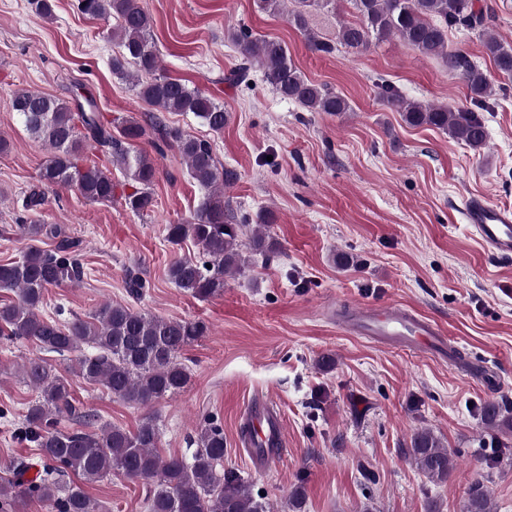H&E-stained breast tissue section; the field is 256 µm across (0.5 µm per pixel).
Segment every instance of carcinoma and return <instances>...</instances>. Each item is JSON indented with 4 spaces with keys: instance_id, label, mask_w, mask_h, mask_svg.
I'll use <instances>...</instances> for the list:
<instances>
[{
    "instance_id": "carcinoma-1",
    "label": "carcinoma",
    "mask_w": 512,
    "mask_h": 512,
    "mask_svg": "<svg viewBox=\"0 0 512 512\" xmlns=\"http://www.w3.org/2000/svg\"><path fill=\"white\" fill-rule=\"evenodd\" d=\"M339 2L259 0V8L280 14L288 7V23L314 52L330 55L343 48L358 54L397 38L426 57L442 59L448 74L465 82L470 106L407 101L387 84L381 85L380 96L401 113L407 125L437 129L475 152L484 149L487 132L478 111L490 107L500 87L466 54L450 47L448 30L461 27L475 32L486 56L508 79L512 78V43L484 26L485 12L476 0H348L356 20L339 23L336 40L331 41L311 27L310 19L316 12L336 13ZM77 8L92 18L115 19L112 40L120 51L112 57V72L133 79L138 99L152 112L157 149L176 151L189 176L208 190L193 214L165 227V239L171 246L190 240L199 248L198 255L171 262L169 280L199 300L224 293L226 278L243 273L251 256H269L278 245L267 234L269 224L262 215L250 235L249 255L243 254L239 245L242 227L224 204V188L237 180V173L217 164L211 141L187 135L163 117L165 112H191L219 134L227 121L224 106L180 79L158 74V54L150 34L152 19L143 0H77ZM231 38L241 63L226 77L229 83L248 82L256 67L273 91L308 112L340 114L350 110L343 96L307 79L280 41L257 38L247 27L238 28ZM11 108L27 131L50 150L38 170L40 185L74 187L91 203L112 202L118 196L112 173L88 155L96 144L126 177L130 191L118 196L124 206L137 215L156 206L152 186L159 166L148 154L133 150V142L146 134L138 120L124 119L114 127L91 99L84 105H72L32 90L14 92ZM45 202L39 189L24 197L16 227L28 244L19 260L0 263V289L14 294V299L0 302V335L29 340L39 350L62 357L81 352L69 369L127 403L148 408L160 399L180 395L190 382L181 353L208 334L204 321L165 319L112 301L100 303L85 317L63 320L60 309L54 317L42 314L49 289L78 284L86 276L77 253L78 240L64 235L57 224L31 219ZM46 239L55 246L40 247ZM124 284L133 298L150 287L138 267L126 270ZM21 372L36 397L28 406L19 434L35 444L43 465L32 479L26 478L29 466L13 467L14 478L0 484V512H21L30 497L39 498L51 512H100L83 485L112 473L151 481L148 512H271L237 472L223 468L224 429L214 421L207 420L198 428L191 457L163 456L158 451L161 433L153 418H145L133 432L108 425L85 431L81 425L89 414L81 410L69 382L53 365L41 357L28 358L21 364ZM507 411L505 404L488 401L481 408L483 423L491 429H512ZM65 416L78 427L58 428L57 421ZM403 453L430 481L447 480L448 449L432 431L414 433ZM70 472L81 483L66 482L64 477ZM466 512H491L484 483L478 481L470 488Z\"/></svg>"
}]
</instances>
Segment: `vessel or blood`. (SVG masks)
Wrapping results in <instances>:
<instances>
[{
    "label": "vessel or blood",
    "mask_w": 512,
    "mask_h": 512,
    "mask_svg": "<svg viewBox=\"0 0 512 512\" xmlns=\"http://www.w3.org/2000/svg\"><path fill=\"white\" fill-rule=\"evenodd\" d=\"M466 220L475 229L484 250L500 257H512V208L467 201ZM345 327L358 335L371 336L417 351L444 353L445 344L436 324L395 304L365 305L349 313ZM245 420L251 428L249 448L261 466L275 463L282 454L285 426L281 415L270 404L248 409Z\"/></svg>",
    "instance_id": "b4317fda"
}]
</instances>
